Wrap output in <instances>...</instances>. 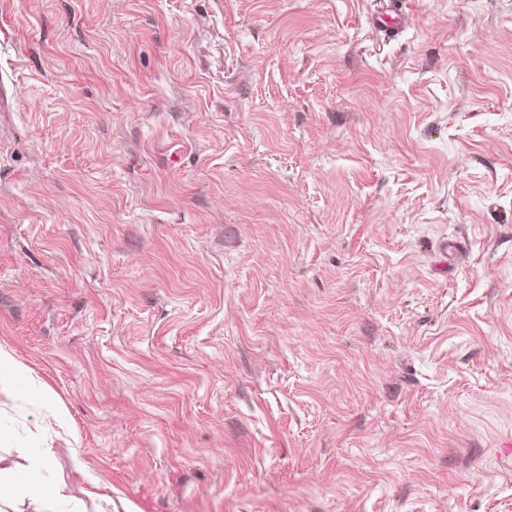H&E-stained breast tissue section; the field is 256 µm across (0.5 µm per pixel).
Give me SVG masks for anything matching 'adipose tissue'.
Wrapping results in <instances>:
<instances>
[{"instance_id":"obj_1","label":"adipose tissue","mask_w":512,"mask_h":512,"mask_svg":"<svg viewBox=\"0 0 512 512\" xmlns=\"http://www.w3.org/2000/svg\"><path fill=\"white\" fill-rule=\"evenodd\" d=\"M50 455L47 448L31 449L29 464L21 470L10 457L0 454V501L26 503L35 512H61L65 505L70 512H106L103 506L91 511L84 501H73L67 484L52 474Z\"/></svg>"}]
</instances>
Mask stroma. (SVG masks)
<instances>
[{
  "mask_svg": "<svg viewBox=\"0 0 512 512\" xmlns=\"http://www.w3.org/2000/svg\"><path fill=\"white\" fill-rule=\"evenodd\" d=\"M0 0V449L110 512H512V0ZM31 378V371L10 352L0 349V383H17Z\"/></svg>",
  "mask_w": 512,
  "mask_h": 512,
  "instance_id": "stroma-1",
  "label": "stroma"
}]
</instances>
